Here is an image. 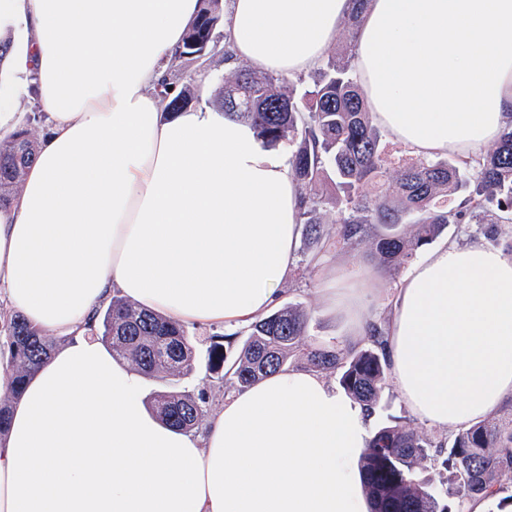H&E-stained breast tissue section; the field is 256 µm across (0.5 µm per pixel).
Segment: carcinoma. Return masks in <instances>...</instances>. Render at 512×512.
Here are the masks:
<instances>
[{"label": "carcinoma", "mask_w": 512, "mask_h": 512, "mask_svg": "<svg viewBox=\"0 0 512 512\" xmlns=\"http://www.w3.org/2000/svg\"><path fill=\"white\" fill-rule=\"evenodd\" d=\"M222 16L223 0H199L198 15L172 55L162 84L165 111L179 112L195 99L199 79L206 75L200 60ZM351 71L350 57L329 56L311 75L304 111L286 79L247 65L231 71L213 100L226 117L250 125L264 145L293 146L289 164L304 192L300 223L306 243L352 252L369 241L382 263H404L450 224H474L477 232L493 239L512 224V127L479 158L420 159L394 176L382 164L384 131L374 123ZM177 77L183 83L170 98L166 88ZM38 150L39 142L26 126L0 138V208L21 191ZM329 177L334 192L317 191ZM461 188L467 195L458 207L436 205L437 198ZM330 207L336 209V219L326 224L322 213ZM403 224L416 226L415 235L406 236ZM307 320L302 306L288 302L238 331L243 340L221 377L224 385L242 391L288 365L301 347ZM0 328L10 339L9 367L13 394L18 395L24 378L49 358L53 342L20 314L11 315ZM97 333L112 345L115 357L168 385L152 404L160 420L184 432L198 429L206 413L205 398L177 384L195 366L184 326L116 295L100 313ZM368 338L367 348L318 345L307 349L305 357L314 371L336 372L345 393L374 412L389 379L382 323H368ZM226 361L223 344H212L209 369L216 371ZM359 466L372 512H463L467 500L512 484V417L479 422L446 445L406 423L387 425L374 433ZM428 466L447 474L438 491L418 477Z\"/></svg>", "instance_id": "carcinoma-1"}]
</instances>
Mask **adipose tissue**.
I'll list each match as a JSON object with an SVG mask.
<instances>
[{
  "instance_id": "adipose-tissue-1",
  "label": "adipose tissue",
  "mask_w": 512,
  "mask_h": 512,
  "mask_svg": "<svg viewBox=\"0 0 512 512\" xmlns=\"http://www.w3.org/2000/svg\"><path fill=\"white\" fill-rule=\"evenodd\" d=\"M352 0H229L235 61L318 67ZM198 0H0L30 37L49 133L0 210V299L52 333L0 435V512H368L372 418L293 366L227 398L200 433L145 405L142 376L95 336L121 295L179 324L265 317L294 264L301 188L288 155L210 106L155 91ZM355 77L375 123L422 158L467 159L512 125V0H367ZM328 314L365 330L375 276L330 271ZM390 376L412 414L467 428L512 398V253L447 240L394 290Z\"/></svg>"
}]
</instances>
